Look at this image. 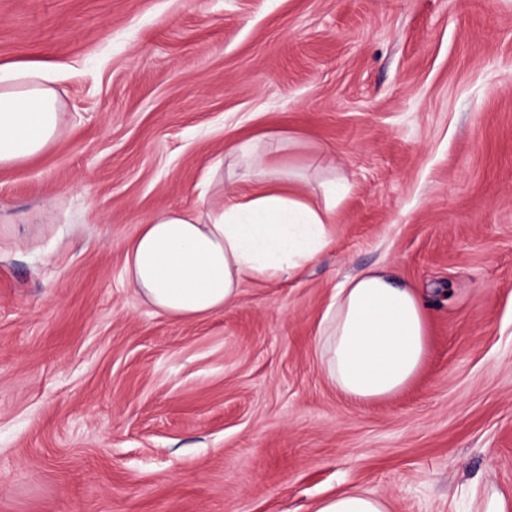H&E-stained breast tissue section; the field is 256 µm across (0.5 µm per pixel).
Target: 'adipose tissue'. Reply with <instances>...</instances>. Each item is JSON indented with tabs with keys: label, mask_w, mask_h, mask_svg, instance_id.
Segmentation results:
<instances>
[{
	"label": "adipose tissue",
	"mask_w": 512,
	"mask_h": 512,
	"mask_svg": "<svg viewBox=\"0 0 512 512\" xmlns=\"http://www.w3.org/2000/svg\"><path fill=\"white\" fill-rule=\"evenodd\" d=\"M46 67H0V168L21 165L58 139L62 105ZM239 141L220 202L201 192L196 206L147 216L125 245L124 273L143 302L183 320L234 304L248 279L274 282L301 272L332 242L336 183L311 185ZM427 352L423 304L383 268L347 280L326 310L319 354L327 378L364 402L391 398L417 376ZM313 512H389L386 499L354 487L320 499Z\"/></svg>",
	"instance_id": "ef3b65f1"
}]
</instances>
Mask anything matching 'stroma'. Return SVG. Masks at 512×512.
Segmentation results:
<instances>
[{
  "label": "stroma",
  "instance_id": "1",
  "mask_svg": "<svg viewBox=\"0 0 512 512\" xmlns=\"http://www.w3.org/2000/svg\"><path fill=\"white\" fill-rule=\"evenodd\" d=\"M59 73L55 145L0 170V512H390L512 496V0H0V66ZM342 179L333 244L179 320L122 245L193 207L234 138ZM384 268L426 303L400 394L326 377L338 286ZM313 512H389V507L383 496L354 487L320 499Z\"/></svg>",
  "mask_w": 512,
  "mask_h": 512
}]
</instances>
